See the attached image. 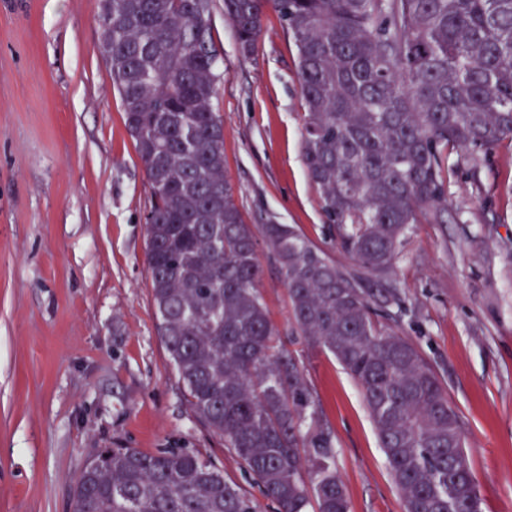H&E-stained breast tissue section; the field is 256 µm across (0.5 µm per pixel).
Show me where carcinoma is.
I'll return each instance as SVG.
<instances>
[{"mask_svg":"<svg viewBox=\"0 0 512 512\" xmlns=\"http://www.w3.org/2000/svg\"><path fill=\"white\" fill-rule=\"evenodd\" d=\"M298 58L302 152L349 271L288 224L261 225L296 332L360 385L403 512H482L465 435L434 368L373 316L401 306L399 248L448 223L449 156L512 145V0H224L240 51L266 10ZM210 0H101L100 49L151 188L146 260L158 329L195 417L279 512H349L331 432L269 320L258 239L224 175ZM374 282L379 288H369ZM313 463L312 488L304 479ZM71 512H258L200 454L103 448Z\"/></svg>","mask_w":512,"mask_h":512,"instance_id":"cac0c4a2","label":"carcinoma"}]
</instances>
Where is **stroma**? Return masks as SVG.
<instances>
[{
  "mask_svg": "<svg viewBox=\"0 0 512 512\" xmlns=\"http://www.w3.org/2000/svg\"><path fill=\"white\" fill-rule=\"evenodd\" d=\"M100 0H0V512H70L101 448H187L276 512L194 416L157 332L146 260L151 190L100 52ZM224 172L245 223L293 225L345 269L302 160L297 51L266 10L243 55L211 0ZM260 291L290 336L287 288ZM391 327L433 365L460 416L483 512H512V147L451 173L448 221L413 225ZM350 512H403L362 390L299 346Z\"/></svg>",
  "mask_w": 512,
  "mask_h": 512,
  "instance_id": "obj_1",
  "label": "stroma"
}]
</instances>
